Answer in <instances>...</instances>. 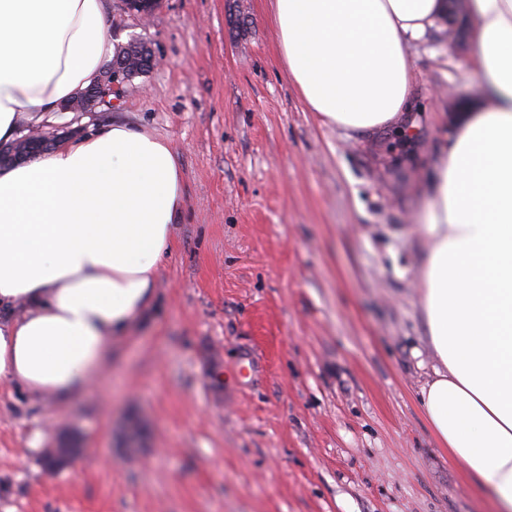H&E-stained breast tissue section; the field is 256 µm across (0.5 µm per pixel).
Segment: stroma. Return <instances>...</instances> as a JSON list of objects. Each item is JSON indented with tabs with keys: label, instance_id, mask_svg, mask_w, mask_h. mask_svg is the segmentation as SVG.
<instances>
[{
	"label": "stroma",
	"instance_id": "stroma-1",
	"mask_svg": "<svg viewBox=\"0 0 512 512\" xmlns=\"http://www.w3.org/2000/svg\"><path fill=\"white\" fill-rule=\"evenodd\" d=\"M105 10L110 39L146 40L157 66L40 130L167 140L186 208L147 320L88 390L0 384V512H481L416 401L433 356L410 232L451 115L483 101L469 41L413 49L407 111L361 136L306 110L270 0Z\"/></svg>",
	"mask_w": 512,
	"mask_h": 512
}]
</instances>
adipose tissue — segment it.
I'll return each instance as SVG.
<instances>
[{
    "label": "adipose tissue",
    "instance_id": "1",
    "mask_svg": "<svg viewBox=\"0 0 512 512\" xmlns=\"http://www.w3.org/2000/svg\"><path fill=\"white\" fill-rule=\"evenodd\" d=\"M448 0H271L309 111L355 134L414 92L408 50ZM487 92L440 154L419 217L432 371L419 407L489 512H512V0H464ZM104 0H0V142L41 124L112 50ZM186 207L170 145L116 124L0 172V383L71 396L148 309ZM23 314L12 315L17 303Z\"/></svg>",
    "mask_w": 512,
    "mask_h": 512
}]
</instances>
